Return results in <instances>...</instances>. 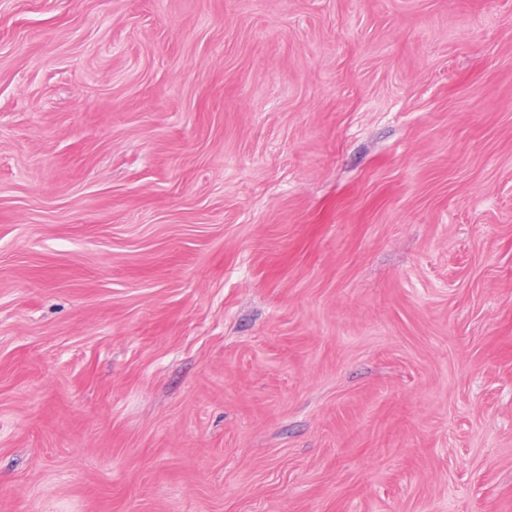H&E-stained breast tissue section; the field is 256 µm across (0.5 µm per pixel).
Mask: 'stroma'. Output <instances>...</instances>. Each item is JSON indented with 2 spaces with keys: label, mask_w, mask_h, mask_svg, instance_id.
Here are the masks:
<instances>
[{
  "label": "stroma",
  "mask_w": 512,
  "mask_h": 512,
  "mask_svg": "<svg viewBox=\"0 0 512 512\" xmlns=\"http://www.w3.org/2000/svg\"><path fill=\"white\" fill-rule=\"evenodd\" d=\"M0 512H512V0H0Z\"/></svg>",
  "instance_id": "stroma-1"
}]
</instances>
